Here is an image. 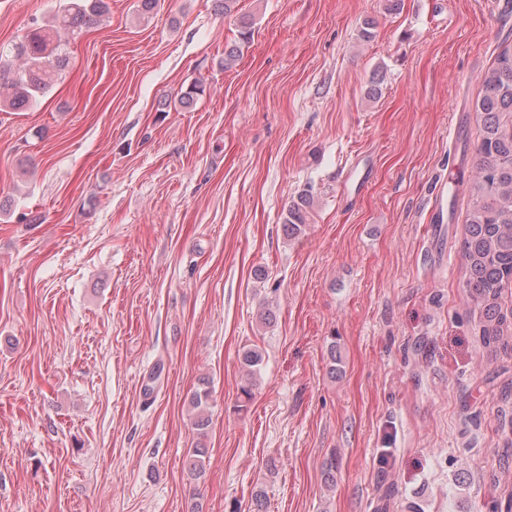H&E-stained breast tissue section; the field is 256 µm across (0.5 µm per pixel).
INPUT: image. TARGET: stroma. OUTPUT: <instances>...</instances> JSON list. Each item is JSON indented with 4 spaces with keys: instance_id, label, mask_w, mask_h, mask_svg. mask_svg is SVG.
Masks as SVG:
<instances>
[{
    "instance_id": "stroma-1",
    "label": "stroma",
    "mask_w": 512,
    "mask_h": 512,
    "mask_svg": "<svg viewBox=\"0 0 512 512\" xmlns=\"http://www.w3.org/2000/svg\"><path fill=\"white\" fill-rule=\"evenodd\" d=\"M52 4L0 0V44ZM511 42L512 0H111L0 111V512H507L512 343L461 240ZM312 195L310 190H305L298 197V201H294L288 209V217L285 222L288 234H296L301 231V224H306L307 213ZM264 363L263 350L257 346L245 349L241 356V365L246 373L247 381L241 386V396L243 397L242 403L250 401L252 398V382L255 377L260 373ZM210 395L211 391L203 387L197 390L191 399V406L195 412L194 425L199 430L205 429L209 425L208 407Z\"/></svg>"
}]
</instances>
